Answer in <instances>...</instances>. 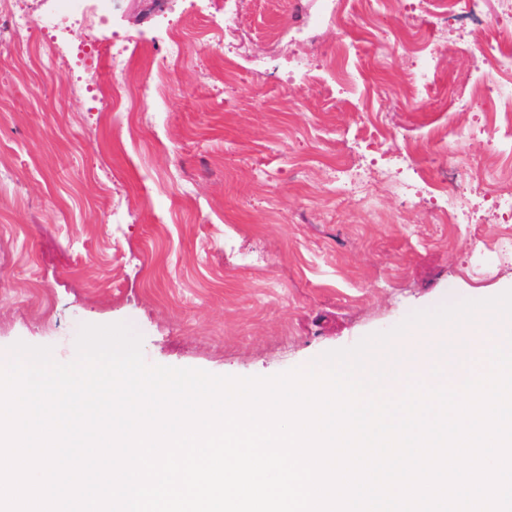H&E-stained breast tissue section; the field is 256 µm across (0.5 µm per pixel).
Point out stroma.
Wrapping results in <instances>:
<instances>
[{"label":"stroma","instance_id":"35a3bbf8","mask_svg":"<svg viewBox=\"0 0 512 512\" xmlns=\"http://www.w3.org/2000/svg\"><path fill=\"white\" fill-rule=\"evenodd\" d=\"M49 30L0 19V348L76 356L82 325L127 323L151 364L271 376L387 331L448 294L512 286V264L472 253L512 212L488 111L412 101L402 45L439 51L437 91L495 82L512 49L498 0H480L497 39L470 45L467 19L434 0H382L372 14L315 19L322 0H239L225 39L188 34L175 87L138 112L102 116L105 49L163 46L172 21L224 17V0H17ZM352 48L325 62L338 33ZM69 65L46 72L48 47ZM483 130L484 144L470 137ZM415 149L397 163L406 144ZM470 165L452 169V156ZM392 168L409 192L339 193L337 159ZM469 221L451 223L448 197Z\"/></svg>","mask_w":512,"mask_h":512}]
</instances>
